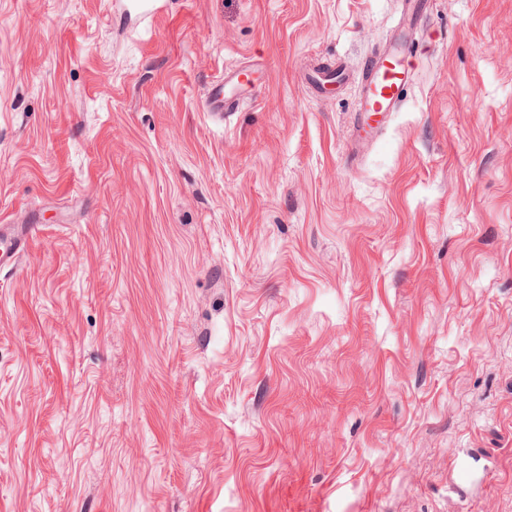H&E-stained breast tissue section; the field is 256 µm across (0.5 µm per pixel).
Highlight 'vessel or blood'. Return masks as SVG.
Returning a JSON list of instances; mask_svg holds the SVG:
<instances>
[{
	"instance_id": "b4317fda",
	"label": "vessel or blood",
	"mask_w": 512,
	"mask_h": 512,
	"mask_svg": "<svg viewBox=\"0 0 512 512\" xmlns=\"http://www.w3.org/2000/svg\"><path fill=\"white\" fill-rule=\"evenodd\" d=\"M411 48L400 40L367 58L363 65V91L355 107V139L362 142L382 129L395 112L410 82L411 70L407 55ZM250 83L241 82L237 74L225 75L214 82L209 100L215 111H232L242 99L254 98ZM28 241L23 231L0 230V267L16 265Z\"/></svg>"
}]
</instances>
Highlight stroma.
Masks as SVG:
<instances>
[{
	"instance_id": "obj_1",
	"label": "stroma",
	"mask_w": 512,
	"mask_h": 512,
	"mask_svg": "<svg viewBox=\"0 0 512 512\" xmlns=\"http://www.w3.org/2000/svg\"><path fill=\"white\" fill-rule=\"evenodd\" d=\"M403 21L0 0V512H512V0H431L356 143ZM411 46L399 39L391 48L367 58L363 65V91L355 107V139L367 141L396 112L410 82L407 54ZM237 72L225 75L220 80L211 84L209 89V100L216 112H231L239 106L242 99H253L255 90L247 79L242 83ZM23 229L12 233L0 226V267L15 266L20 253L27 247L28 239Z\"/></svg>"
}]
</instances>
